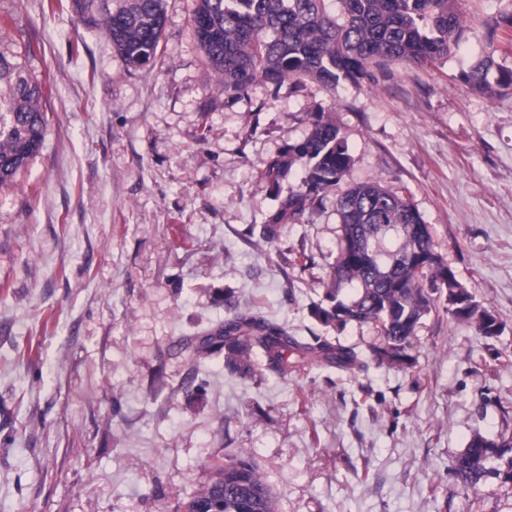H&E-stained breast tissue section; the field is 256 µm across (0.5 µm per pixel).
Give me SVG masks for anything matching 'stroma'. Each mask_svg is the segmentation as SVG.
Returning a JSON list of instances; mask_svg holds the SVG:
<instances>
[{"label":"stroma","mask_w":512,"mask_h":512,"mask_svg":"<svg viewBox=\"0 0 512 512\" xmlns=\"http://www.w3.org/2000/svg\"><path fill=\"white\" fill-rule=\"evenodd\" d=\"M512 0H458L467 30L440 67L295 88L255 81L228 99L192 28L166 0L156 63L127 65L70 0H0V49L45 88L48 134L0 188V512H183L217 463L246 452L278 512H512V482L451 475L474 433L512 436V90L458 76L483 55L512 69L487 28ZM321 112L352 157L433 230L436 252L501 321L485 337L431 294L409 365L370 360V324L323 323L340 235L336 191L267 242L279 191L268 164ZM252 311L362 369L290 356L288 376L228 373L181 340Z\"/></svg>","instance_id":"35a3bbf8"}]
</instances>
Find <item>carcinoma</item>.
<instances>
[{"label": "carcinoma", "mask_w": 512, "mask_h": 512, "mask_svg": "<svg viewBox=\"0 0 512 512\" xmlns=\"http://www.w3.org/2000/svg\"><path fill=\"white\" fill-rule=\"evenodd\" d=\"M87 26L102 29L127 65L138 68L156 59L166 24L165 0H70ZM196 0L192 27L199 48L221 75L224 92L241 94L263 80L297 86L317 83L334 88L342 80H375L394 64L438 66L459 47L465 29L456 0ZM491 35L512 41V9L500 15ZM31 49L0 51V186L16 182L41 151L46 134L42 100L45 88L28 73L24 59ZM497 70L495 82L488 80ZM459 81L483 94L512 87V69L493 56L475 61ZM303 163L307 173L298 189L280 200L261 228L274 241L283 225L299 222L322 192L339 186L349 172L351 156L340 128L317 113L309 134L288 145L267 167L277 186L291 168ZM339 237L329 298L332 305L317 317L327 324L349 321L375 325L380 343L371 346L379 363H409L420 319L430 311L425 283L448 292V314L475 324L483 336L501 329L484 321L473 295L434 252L431 228L401 194L378 181L346 185L336 196ZM357 289L354 299L339 298L341 286ZM185 348L224 351V369L247 375L263 357L266 369L288 374L292 354L340 369L363 366L355 349L319 336L302 342L282 325L251 311H236L224 326L187 338ZM217 479L183 503L184 512H276L275 496L258 467L239 452L216 466ZM451 471L465 487L478 489L488 477L512 482V437L493 440L480 433L452 461Z\"/></svg>", "instance_id": "carcinoma-1"}]
</instances>
